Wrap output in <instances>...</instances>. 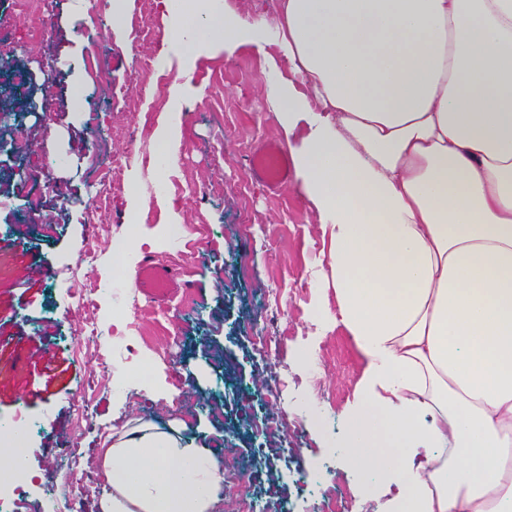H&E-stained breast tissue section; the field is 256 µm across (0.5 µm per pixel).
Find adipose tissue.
Segmentation results:
<instances>
[{
  "instance_id": "adipose-tissue-1",
  "label": "adipose tissue",
  "mask_w": 512,
  "mask_h": 512,
  "mask_svg": "<svg viewBox=\"0 0 512 512\" xmlns=\"http://www.w3.org/2000/svg\"><path fill=\"white\" fill-rule=\"evenodd\" d=\"M161 0L190 90L267 29L268 85L328 260L315 288L361 372L336 440L383 512H512V0ZM182 424L130 418L98 512H218L223 466Z\"/></svg>"
}]
</instances>
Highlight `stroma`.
I'll list each match as a JSON object with an SVG mask.
<instances>
[{
    "label": "stroma",
    "instance_id": "stroma-1",
    "mask_svg": "<svg viewBox=\"0 0 512 512\" xmlns=\"http://www.w3.org/2000/svg\"><path fill=\"white\" fill-rule=\"evenodd\" d=\"M43 23L50 36L33 39ZM0 28L12 35L13 72L26 77L13 104L22 108L27 96L44 95L52 115L45 122L23 111L22 150L11 123H0V239L6 241L0 246V417L21 409L45 424L24 444L35 478L24 485L20 512H42L49 488L80 491L83 512H96L103 489L90 478L102 470L99 450L132 413L159 425L184 422L187 440L208 441L224 466H239L238 495L267 512H277L281 502L314 512L313 499L303 497L295 480L316 478L329 456L324 438L343 429L361 365L348 336L325 330L323 302L312 288L314 272L327 260L317 214L295 180L270 192L244 167L264 141L283 138L266 95V57L277 47L262 53L243 43L198 60L199 93L180 105L181 145L158 171L142 168L136 157L157 148L155 130L170 119L169 89L183 65L165 44L161 11L128 0L116 24L108 0H46L41 16L19 14L15 0H0ZM91 41L101 60L96 81L83 63ZM152 59L160 63L161 81L142 78ZM77 93L97 113V127L73 112ZM148 111L152 127L145 131ZM99 166L112 175V196L97 212ZM99 224L109 227L108 241L96 240ZM142 238L148 246H139ZM117 242L133 263L153 256L183 271L192 287L165 308L137 297L138 320L127 333L136 355L119 358L105 339L92 359L81 351V322L69 313L66 290L81 254L96 248L95 262L84 269L103 289L91 315L124 326L108 292ZM261 330L277 339L270 365L254 357L249 343ZM169 336L179 339L172 365L156 353ZM310 344L322 359L316 381L298 361ZM273 370L288 379L278 396L255 384ZM108 373L140 382L122 399L99 389ZM86 395L89 425L80 432L77 409ZM308 395L316 412L301 402ZM245 396L254 401V417L240 413ZM269 415L295 419L290 456L257 432Z\"/></svg>",
    "mask_w": 512,
    "mask_h": 512
}]
</instances>
